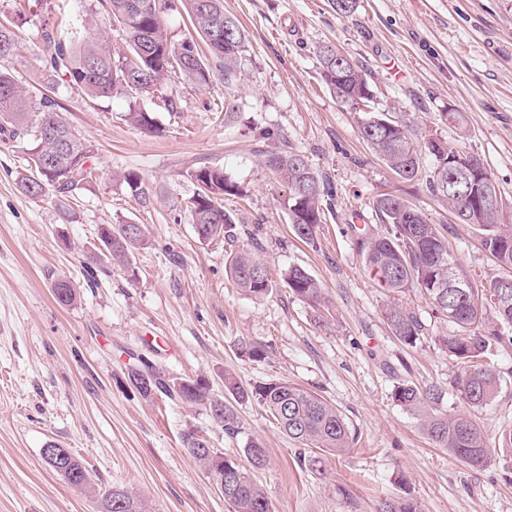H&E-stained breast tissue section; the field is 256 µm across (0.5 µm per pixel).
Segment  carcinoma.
<instances>
[{
	"instance_id": "cac0c4a2",
	"label": "carcinoma",
	"mask_w": 512,
	"mask_h": 512,
	"mask_svg": "<svg viewBox=\"0 0 512 512\" xmlns=\"http://www.w3.org/2000/svg\"><path fill=\"white\" fill-rule=\"evenodd\" d=\"M112 24L123 33L124 46L96 38L80 28L63 38L47 31L45 69L50 76L81 88L91 101L111 98L129 89L147 92L177 77L201 87L211 82L209 58L219 61L224 80L231 81L247 51V40L240 21L224 13V0H97ZM184 8L194 32L206 43L210 54L198 50L197 43L186 38L176 44L168 36L164 14ZM23 49L12 28L0 22V60ZM321 78L336 98L353 106L372 98L366 72L333 45L319 49ZM57 103L44 98L34 102L9 71L0 69V131L10 127L12 138L33 137L28 161L32 174L19 179V187L30 197L40 196L43 185L61 194L82 188L96 179L92 166L72 169V160L88 162L91 149L79 132L56 110ZM362 139L401 179L418 180L423 160L433 161L426 179L427 188L446 203L464 224L476 226L486 251L503 268L512 270V225L501 223L498 188L483 161L436 140L421 141L399 122L381 112H367L360 119ZM458 167L448 168V157ZM265 166L289 189L286 202L292 231L302 241L314 240L322 222V201L333 196V187L319 175L305 157L286 148L265 152ZM190 178L196 193L188 198L185 210L194 224L202 225L206 240L221 239L231 248L226 272L233 285L254 297L273 291L274 281L263 260L252 251L235 248L236 223L224 211V196H240L242 190L219 167L203 166ZM143 205L152 199L150 187L141 176L126 171L114 176ZM373 211L388 226L384 234L363 238L360 248L365 267L380 287L391 292L417 288L437 311L448 315L456 330L441 338L448 356L463 364L457 385L462 399L471 407L489 405L501 386L496 367L485 360L491 342L512 343V304L503 306L493 296L504 283H512V274L498 277L487 285L471 283L470 276L448 247V238L440 234L417 208L402 198L384 194L373 202ZM99 244L86 259L94 263L104 255L127 268L134 250L146 242L140 224H106L99 230ZM457 279L471 284L460 291L448 286V270ZM290 291L312 303L322 301V289L303 268L295 266L285 277ZM56 302L71 304L76 292L70 281L56 277L52 281ZM385 317L394 334L406 344L420 339L423 327L413 313L399 307L386 309ZM127 379L143 396L163 395L171 400L205 406L211 418L230 434L237 432L238 415L232 403L211 393L203 377H173L155 364L135 365L127 369ZM227 391L238 402L254 398L275 419L289 438L322 452L340 455L349 447L352 434L343 415L320 395L287 381L260 383L246 389L232 379L224 381ZM394 400L419 417L432 442L473 468H481L492 458L481 427L471 418L450 415L441 410L442 391L403 384L394 392ZM183 445L188 454L213 475L215 483L225 473L235 472L236 486L222 491L232 512H271L262 487L231 460H224V472L213 469L218 451L194 431L186 433ZM65 471L58 472L76 487L89 485L90 476L80 460L67 448ZM251 465L262 468L267 462L265 448L253 441L247 448ZM104 512H145L140 500L123 488H112V498H103ZM379 512H421L409 499H390L381 503Z\"/></svg>"
}]
</instances>
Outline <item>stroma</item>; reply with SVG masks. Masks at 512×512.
<instances>
[{"mask_svg": "<svg viewBox=\"0 0 512 512\" xmlns=\"http://www.w3.org/2000/svg\"><path fill=\"white\" fill-rule=\"evenodd\" d=\"M224 10L248 40L232 80L218 70L203 87L167 81L93 107L79 88L56 85L59 113L92 149L99 177L89 186L64 198L50 187L26 196L16 179L32 142L0 137V512H101L100 494L113 487L135 493L148 512H230L184 448L191 429L243 467L251 441L262 443L269 464L251 475L272 512H377L390 498L414 499L423 512H512V465L495 458L471 468L436 447L393 399L403 384L438 387L443 411L468 412L497 447L512 428V344L489 355L502 376L494 401L468 407L455 385L462 366L440 343L453 330L447 316L418 289L381 288L359 241L383 233L372 204L391 193L447 236L476 284L502 270L425 181H403L360 138L359 110L322 82L319 57L320 46H336L366 71L374 111L479 156L499 188L502 221L512 224V0H359L348 17L332 0H224ZM0 17L11 18L23 45L0 68L36 99L46 91L45 29L63 37L82 26L122 42L96 0H26L21 14L14 0H0ZM163 97L175 111L155 109ZM228 98L242 116L231 125L220 116ZM133 109L150 113L155 132L127 121ZM277 144L303 154L335 190L313 242L294 236L288 189L262 164ZM202 165L222 167L245 191L223 205L240 244L264 259L271 294L235 288L223 242L200 241L180 211L196 189L189 172ZM128 170L152 188L151 204L114 181ZM105 224L144 225L131 269L86 264ZM294 266L320 283L326 305L288 289ZM54 273L74 285L71 305L54 299ZM393 304L422 324L416 343L393 335L384 317ZM245 341L261 344L265 359L244 353ZM142 358L180 378L205 377L218 396L228 376L246 388L298 384L336 407L355 440L345 454L309 465L253 400L236 403L240 431L227 434L205 407L141 396L126 369ZM52 441L81 460L89 487L45 465L41 450Z\"/></svg>", "mask_w": 512, "mask_h": 512, "instance_id": "stroma-1", "label": "stroma"}]
</instances>
